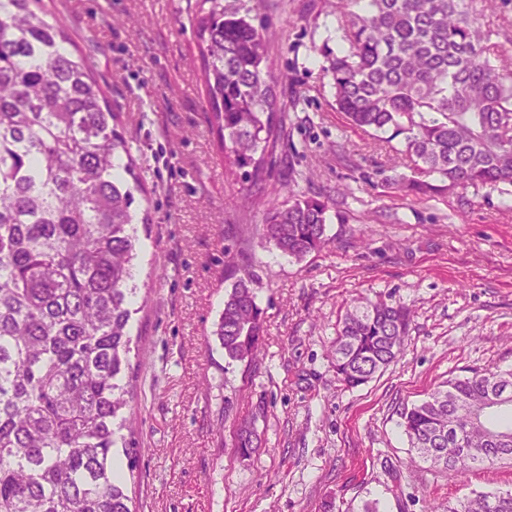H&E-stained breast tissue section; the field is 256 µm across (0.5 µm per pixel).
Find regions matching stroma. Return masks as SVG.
<instances>
[{"label":"stroma","instance_id":"1","mask_svg":"<svg viewBox=\"0 0 512 512\" xmlns=\"http://www.w3.org/2000/svg\"><path fill=\"white\" fill-rule=\"evenodd\" d=\"M93 58L144 187L136 207L130 322L134 394L123 434L137 453L125 491L137 512H436L474 491L512 490V464L451 479L412 461L404 406L471 369H512V186L423 199L390 144L337 112L322 45H336V0H259L286 108L260 184L330 198L327 246L290 258L241 204L207 120L195 0H44ZM234 245L258 277L265 333L253 362L213 334ZM393 297L413 313L397 362L348 389L331 367L355 300ZM248 430L256 446L240 455Z\"/></svg>","mask_w":512,"mask_h":512}]
</instances>
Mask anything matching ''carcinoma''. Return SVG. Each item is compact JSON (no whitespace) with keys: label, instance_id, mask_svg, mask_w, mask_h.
I'll return each instance as SVG.
<instances>
[{"label":"carcinoma","instance_id":"carcinoma-1","mask_svg":"<svg viewBox=\"0 0 512 512\" xmlns=\"http://www.w3.org/2000/svg\"><path fill=\"white\" fill-rule=\"evenodd\" d=\"M497 0H336L342 31L327 53L336 111L395 141L416 197L512 184V56L479 23ZM256 0H197L193 26L207 120L225 171L261 178L285 109ZM42 0H0V512H132L114 449L136 288L132 206L140 174L93 61L72 54ZM121 167L133 180L114 176ZM264 201L263 236L297 260L328 238L330 201ZM234 278L216 335L251 361L264 335L250 271ZM410 314L399 302L346 309L333 369L347 387L401 355ZM512 370L473 369L403 408L411 450L450 479L512 461ZM443 512H512V490L475 492Z\"/></svg>","mask_w":512,"mask_h":512}]
</instances>
